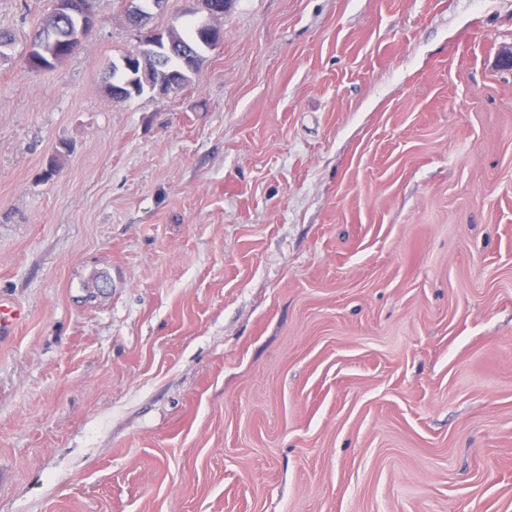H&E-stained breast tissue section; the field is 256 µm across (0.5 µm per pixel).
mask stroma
<instances>
[{"mask_svg":"<svg viewBox=\"0 0 512 512\" xmlns=\"http://www.w3.org/2000/svg\"><path fill=\"white\" fill-rule=\"evenodd\" d=\"M0 0V512H512V0H231L119 103L118 0ZM74 18L75 16L56 15L52 9L51 14L47 17V19L44 20V22L33 34L34 41L43 37L56 39L59 45V55L56 59L55 65L70 58L80 45V43L73 44L69 40V29L73 24Z\"/></svg>","mask_w":512,"mask_h":512,"instance_id":"1","label":"stroma"}]
</instances>
